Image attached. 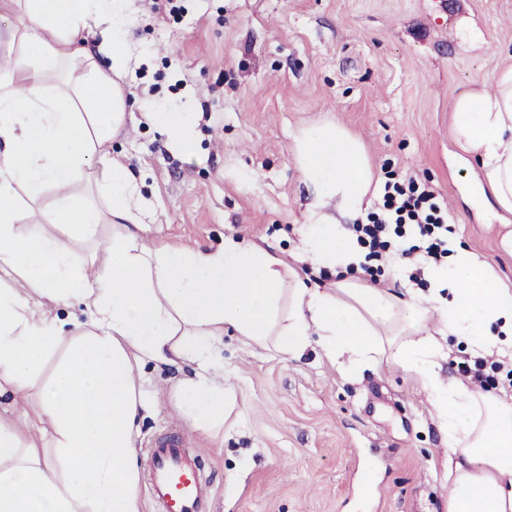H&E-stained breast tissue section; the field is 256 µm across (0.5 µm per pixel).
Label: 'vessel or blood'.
<instances>
[{"label":"vessel or blood","instance_id":"b4317fda","mask_svg":"<svg viewBox=\"0 0 512 512\" xmlns=\"http://www.w3.org/2000/svg\"><path fill=\"white\" fill-rule=\"evenodd\" d=\"M150 479L145 486L160 512H211L198 453L172 437L148 449Z\"/></svg>","mask_w":512,"mask_h":512}]
</instances>
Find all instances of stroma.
<instances>
[{
  "label": "stroma",
  "mask_w": 512,
  "mask_h": 512,
  "mask_svg": "<svg viewBox=\"0 0 512 512\" xmlns=\"http://www.w3.org/2000/svg\"><path fill=\"white\" fill-rule=\"evenodd\" d=\"M135 0L128 76L134 119L112 154L144 176L147 242L218 246L227 237L296 250L310 194L291 151L332 120L359 137L379 181L416 175L448 204V238L512 282L499 221L474 201L477 163L460 161L453 94L512 67V0ZM201 114L194 154L146 122L153 106ZM241 417L211 437L178 414L183 368L145 364L153 401L136 463L174 435L200 450L212 512H445L448 446L429 395L381 364L344 379L319 347L295 361L224 336Z\"/></svg>",
  "instance_id": "35a3bbf8"
}]
</instances>
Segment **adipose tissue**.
Here are the masks:
<instances>
[{"mask_svg":"<svg viewBox=\"0 0 512 512\" xmlns=\"http://www.w3.org/2000/svg\"><path fill=\"white\" fill-rule=\"evenodd\" d=\"M10 2L5 40L22 51L0 57V397L13 408L0 415V512H141L140 367L188 365L175 407L219 434L238 406L236 385L213 374L229 331L293 360L318 344L348 377L385 361L401 367L429 392L447 437L446 512H512V406L439 374L451 336L479 356L512 353V286L455 244L447 262L425 267L426 290L400 294L359 277L362 248L325 209L363 215L377 180L360 139L335 124L294 138L314 199L292 258L233 238L211 251L147 244L153 205L108 151L131 110L132 0ZM148 117L182 153L194 151L199 113L158 107ZM451 121L483 172L481 194L512 214V67L494 91L477 82L454 96ZM48 187L56 195L43 207ZM304 263L332 270L334 282L309 287ZM75 300L89 320L72 327L56 310Z\"/></svg>","mask_w":512,"mask_h":512,"instance_id":"obj_1","label":"adipose tissue"}]
</instances>
